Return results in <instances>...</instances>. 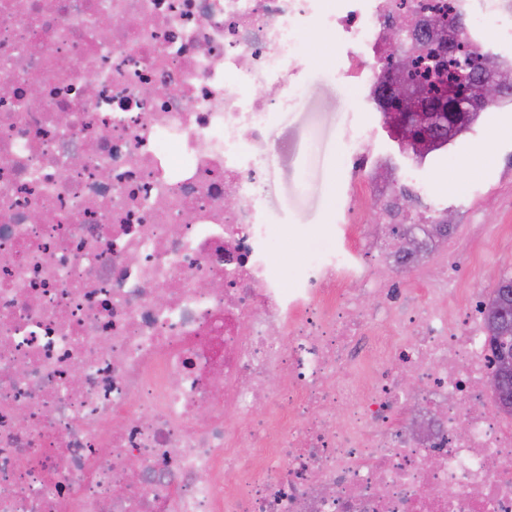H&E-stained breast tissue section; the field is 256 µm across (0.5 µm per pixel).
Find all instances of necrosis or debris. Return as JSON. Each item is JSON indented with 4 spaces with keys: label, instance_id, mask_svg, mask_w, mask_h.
Here are the masks:
<instances>
[{
    "label": "necrosis or debris",
    "instance_id": "1",
    "mask_svg": "<svg viewBox=\"0 0 512 512\" xmlns=\"http://www.w3.org/2000/svg\"><path fill=\"white\" fill-rule=\"evenodd\" d=\"M433 15L512 49V0H0V512H512L489 292L421 176L447 148L385 182L345 133V243L292 281L262 207L301 33L376 112ZM371 211L441 247L424 296Z\"/></svg>",
    "mask_w": 512,
    "mask_h": 512
}]
</instances>
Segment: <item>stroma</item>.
I'll use <instances>...</instances> for the list:
<instances>
[{
    "instance_id": "35a3bbf8",
    "label": "stroma",
    "mask_w": 512,
    "mask_h": 512,
    "mask_svg": "<svg viewBox=\"0 0 512 512\" xmlns=\"http://www.w3.org/2000/svg\"><path fill=\"white\" fill-rule=\"evenodd\" d=\"M303 43V83L292 107L274 112L273 156L262 186L266 218L280 232L277 266L300 265L316 245L333 247L338 202L348 184L342 174V137L363 123H381L377 112L358 111L355 89L333 75L336 46L330 34L308 29ZM449 162L426 179L448 193L451 226L477 227L480 264L460 262L459 285L494 287L512 272V105L448 147Z\"/></svg>"
}]
</instances>
